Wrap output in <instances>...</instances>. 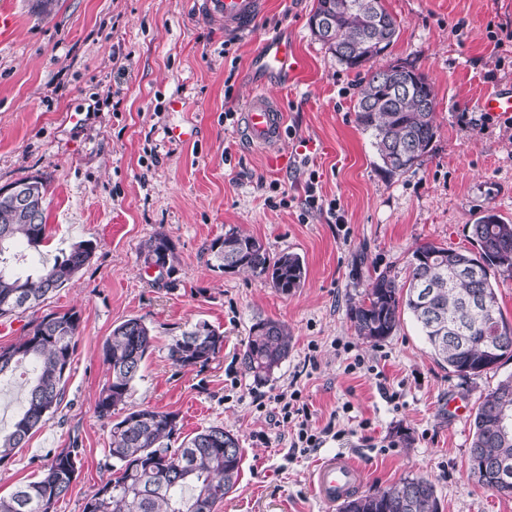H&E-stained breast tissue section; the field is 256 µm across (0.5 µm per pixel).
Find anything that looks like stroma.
I'll use <instances>...</instances> for the list:
<instances>
[{"label": "stroma", "mask_w": 512, "mask_h": 512, "mask_svg": "<svg viewBox=\"0 0 512 512\" xmlns=\"http://www.w3.org/2000/svg\"><path fill=\"white\" fill-rule=\"evenodd\" d=\"M316 4L267 0L250 32L229 36L203 19L202 0H56L47 12L35 0H0V188L44 182L41 261L81 240L95 245L73 285L40 308L77 310L82 324L63 403L0 464V495L75 445L81 466L55 512H83L111 478V423L95 411L108 378L102 348L116 325L139 317L154 341L131 404L178 413L186 436L217 425L239 439V480L216 512H323L310 473L337 456L360 466L363 495L426 477L439 512H512V496L481 487L468 466L473 413L512 361L462 378L431 358L410 315L378 345L359 339L347 315L376 273L406 278L418 244L473 250L470 227L489 209L512 223V119L477 106L512 86V0H383L399 35L377 65L413 67L436 92L432 151L393 177L356 122L357 71L310 32ZM275 35L294 43L302 69L261 88L249 62ZM261 89L284 108L276 164L241 130L243 104ZM160 231L174 245L161 276L140 253ZM233 231L271 255H299L301 287L283 294L217 269L209 247ZM261 318L286 324L292 348L258 386L241 354ZM200 321L223 332V348L206 366L174 365L173 337ZM358 355L365 368L348 371ZM291 388L314 426L337 429L320 447L291 445L274 402ZM453 399L463 415L449 413Z\"/></svg>", "instance_id": "1"}]
</instances>
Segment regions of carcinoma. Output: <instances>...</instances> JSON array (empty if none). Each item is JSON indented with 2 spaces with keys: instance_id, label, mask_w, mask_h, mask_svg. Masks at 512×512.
I'll return each instance as SVG.
<instances>
[{
  "instance_id": "1",
  "label": "carcinoma",
  "mask_w": 512,
  "mask_h": 512,
  "mask_svg": "<svg viewBox=\"0 0 512 512\" xmlns=\"http://www.w3.org/2000/svg\"><path fill=\"white\" fill-rule=\"evenodd\" d=\"M327 16L335 38H315L327 46L345 68L365 70L356 105L358 125L374 140L382 170L403 174L432 150L436 136V94L432 81L408 66L389 64L372 70L367 64L382 55L398 37L396 20L382 0H317L311 18ZM383 40L376 47L371 35ZM410 83L411 90L403 88ZM33 194L37 217L32 219L0 197V318L36 309L48 295L70 285L90 261L94 244L75 243L68 254L35 275L23 270L26 255L18 242L36 250L46 240L44 183L37 178L18 181ZM478 251L448 249L433 242L417 246L409 259L407 283L382 271L371 279L348 316L357 336L374 345L398 329L409 312L434 359L462 378L498 369L512 359V345L498 351L495 365L487 362L488 333L493 322L512 333L498 305L492 276L512 278V223L492 210L472 225ZM174 245L163 233L143 247L145 264L167 265ZM226 273H247L268 279L288 293L301 285L305 271L299 257L272 256L262 241L232 232L210 247ZM478 262L477 272L464 274L465 263ZM81 324L79 312L49 313L31 322L30 331L15 344L0 348V379L29 364L27 397L9 432L0 433V464L11 459L35 429L44 426L63 401L66 374L75 352ZM292 336L274 319H262L250 329L241 364L253 382L266 384L288 357ZM223 333L203 321L172 340L169 359L180 367L205 366L221 350ZM152 347L151 330L140 318L112 329L103 344L109 379L99 393L95 411L112 419L108 456L115 477L86 501L83 512H215L217 504L236 486L241 467L238 439L219 426L179 440L178 414L150 407L128 406L134 382ZM508 414L509 437L498 427L501 411ZM178 447H173L175 442ZM512 462V374L498 381L473 416L469 472L479 485L498 493L497 465ZM80 467L79 451L64 448L45 460L40 477L0 497V512H53L64 498ZM342 512H438L432 481L406 477L369 495H353Z\"/></svg>"
}]
</instances>
